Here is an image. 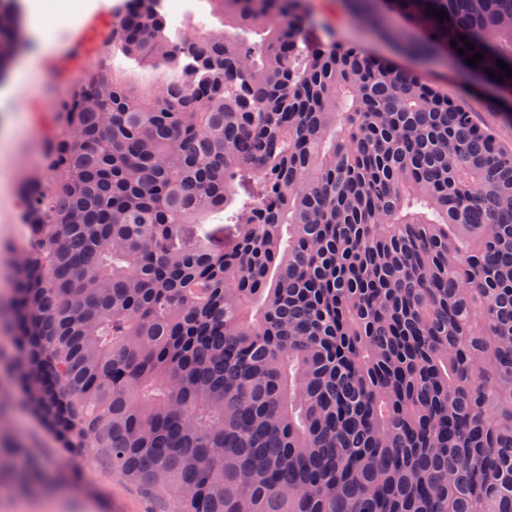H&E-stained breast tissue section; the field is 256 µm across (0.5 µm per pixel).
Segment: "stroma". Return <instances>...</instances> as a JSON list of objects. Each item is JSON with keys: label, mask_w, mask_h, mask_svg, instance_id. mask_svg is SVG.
Here are the masks:
<instances>
[{"label": "stroma", "mask_w": 512, "mask_h": 512, "mask_svg": "<svg viewBox=\"0 0 512 512\" xmlns=\"http://www.w3.org/2000/svg\"><path fill=\"white\" fill-rule=\"evenodd\" d=\"M113 2L81 0L71 16L54 17L51 51L19 85L8 106L0 109V311L13 299V272L27 242L25 192L34 180L44 176L49 140L64 131L56 117L59 105L100 69L113 72L143 93H155L163 81L154 70L122 54L106 52L114 22L110 9ZM338 33L341 41L400 60L447 88L449 98L467 108L477 123L491 128L504 145L512 147V123L500 113L489 111L482 95L465 93L453 65L402 56L392 42L380 38L349 12ZM77 40L83 44L78 53L72 49ZM18 446L36 449L45 459L57 456V440L21 400L12 331L0 319V448ZM72 465L80 470L84 489L59 485L25 495L2 483L0 512H174L175 503L169 495H145L133 482L113 473L92 451L77 455Z\"/></svg>", "instance_id": "1"}]
</instances>
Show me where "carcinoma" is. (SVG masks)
Segmentation results:
<instances>
[{
    "instance_id": "obj_1",
    "label": "carcinoma",
    "mask_w": 512,
    "mask_h": 512,
    "mask_svg": "<svg viewBox=\"0 0 512 512\" xmlns=\"http://www.w3.org/2000/svg\"><path fill=\"white\" fill-rule=\"evenodd\" d=\"M158 2L110 45L178 77L93 74L28 192L14 341L60 461L93 448L176 512H512V148L416 71L309 40L307 0H206L226 32L174 38ZM375 2L346 0L418 21L411 52L512 120V0ZM0 458L33 485L26 449Z\"/></svg>"
}]
</instances>
